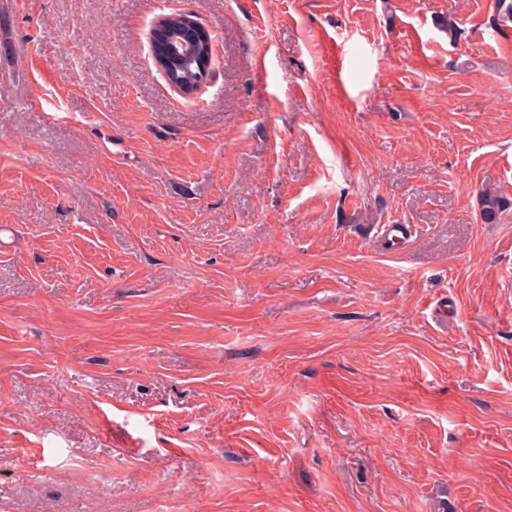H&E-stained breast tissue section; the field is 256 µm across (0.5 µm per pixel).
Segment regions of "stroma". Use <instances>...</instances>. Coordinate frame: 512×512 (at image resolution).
<instances>
[{"label":"stroma","mask_w":512,"mask_h":512,"mask_svg":"<svg viewBox=\"0 0 512 512\" xmlns=\"http://www.w3.org/2000/svg\"><path fill=\"white\" fill-rule=\"evenodd\" d=\"M173 12L213 42L190 96ZM492 15L0 0V512H512ZM161 17L163 23L183 29L185 35L198 45L199 57L197 62L190 65L185 64L178 58L160 59L156 63L157 67L176 88L180 90L184 87H190L194 92L201 84L202 73L200 69L202 70L203 65L212 61L211 48L209 47L211 37L201 25L187 23L179 13H170ZM509 208H512V199L510 200L501 192L489 188L481 191L480 214L484 223H497L501 213ZM378 238L387 250H399L405 244V224H379Z\"/></svg>","instance_id":"1"}]
</instances>
